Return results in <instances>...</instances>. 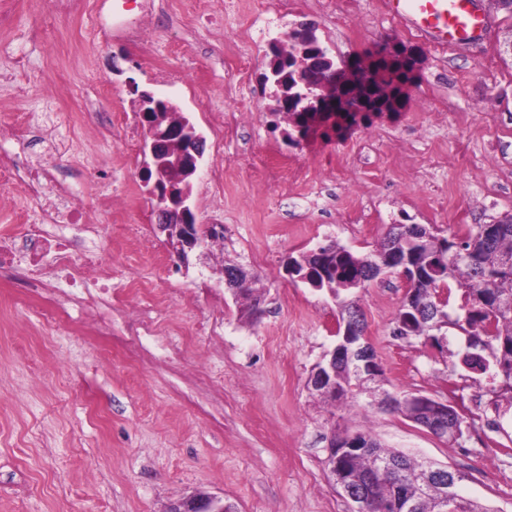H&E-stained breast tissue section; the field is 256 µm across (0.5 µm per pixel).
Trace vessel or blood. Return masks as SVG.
<instances>
[{
    "label": "vessel or blood",
    "instance_id": "1",
    "mask_svg": "<svg viewBox=\"0 0 512 512\" xmlns=\"http://www.w3.org/2000/svg\"><path fill=\"white\" fill-rule=\"evenodd\" d=\"M388 14L440 46L479 41L488 17L476 0H384Z\"/></svg>",
    "mask_w": 512,
    "mask_h": 512
}]
</instances>
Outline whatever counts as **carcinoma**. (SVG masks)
I'll return each instance as SVG.
<instances>
[{
  "label": "carcinoma",
  "instance_id": "obj_1",
  "mask_svg": "<svg viewBox=\"0 0 512 512\" xmlns=\"http://www.w3.org/2000/svg\"><path fill=\"white\" fill-rule=\"evenodd\" d=\"M268 68L263 73V83L273 88L272 113L288 114L286 138L295 142L300 133L303 114L285 107L286 98L292 96L300 81L315 74L328 75L336 70V61L317 35L314 25L305 24L289 31L288 45L273 43L266 53ZM163 175L177 191L191 193L195 172L184 167L166 166ZM329 253L324 275H310L307 284L318 290L332 293L339 301L340 317L353 318L363 315L357 301L346 295L358 288L360 280L367 278L369 270L387 263V257L410 252L415 263L425 270V276L409 278L416 299L433 308L430 319L418 320L415 312L402 304L395 324L409 323L408 335L427 336L436 345L440 337L434 330L453 324L470 336L468 348L462 358L464 367L479 374L491 373V378L501 377L502 390L512 393V215L509 223L499 225L493 236L483 234V225L476 224L467 239L456 242L420 224H393L385 237L369 254H357L336 242L321 247ZM297 275L314 270L316 259L303 252L291 259ZM238 271L242 278L240 296L254 300L256 289L252 279L240 266L226 265L224 271ZM453 285L461 292V314L449 320L448 311L436 305L438 289ZM381 375V370L359 372L352 364L336 361V391L325 400L370 397L365 406H373L371 396L377 389L369 386ZM391 411L399 413L434 436L458 445L468 427L464 417L450 404L422 396L403 394L391 398ZM447 419L448 433L432 429V420L438 413ZM363 447L336 460V478L351 479L372 473L380 462L392 461L396 469L376 478L372 488L365 493L357 484L351 485V495L357 497V512H390L388 504L394 499H418L416 512H439L443 488L432 478V471L442 468L436 462L418 460L409 455L384 447L369 434H357Z\"/></svg>",
  "mask_w": 512,
  "mask_h": 512
}]
</instances>
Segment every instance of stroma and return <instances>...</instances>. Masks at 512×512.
<instances>
[{"instance_id":"obj_1","label":"stroma","mask_w":512,"mask_h":512,"mask_svg":"<svg viewBox=\"0 0 512 512\" xmlns=\"http://www.w3.org/2000/svg\"><path fill=\"white\" fill-rule=\"evenodd\" d=\"M155 60L123 37L97 30L113 10L141 18L142 0H87L84 15L60 13L55 0H0L13 26L0 29V125L56 113L54 134L72 142L62 172L74 203L103 194L126 209L97 216L101 253L112 280V333L93 335L85 311L71 305L59 324L43 320L52 302L0 277V512H164L205 490L238 512H352L332 487L323 434L367 433L391 449L463 473L462 495L512 512V439L467 433L466 450L404 416L330 407L312 395L313 367L336 345L337 300L286 271L289 258L336 241L357 253L375 248L393 224H422L463 240L477 224L512 215V16L477 0L491 26L464 48L434 46L389 19L384 0H336L335 18L318 0H295L289 26L314 23L335 60L387 44L416 60L400 116L375 123L363 153L337 142L291 146L260 114L235 146L213 116L243 96L235 69L274 19L269 0H241L224 22L223 43L179 0H155ZM25 69L3 79L14 58ZM172 100L206 140L192 181L198 223H213L203 186L224 166V246L205 244L180 260L160 231L150 188L139 173L142 148L123 150L138 119V90ZM111 118L102 138L75 117ZM252 153L238 165L235 151ZM302 168L300 199L333 180L332 207L289 208L259 187L273 151ZM157 253L140 245L141 236ZM256 278L263 313L224 286L225 264ZM409 285L388 273L354 293L366 318L382 387L464 409L472 394L495 401L490 375L451 368L467 336L449 327L444 348L393 328ZM146 313L156 333L135 336L127 319Z\"/></svg>"}]
</instances>
